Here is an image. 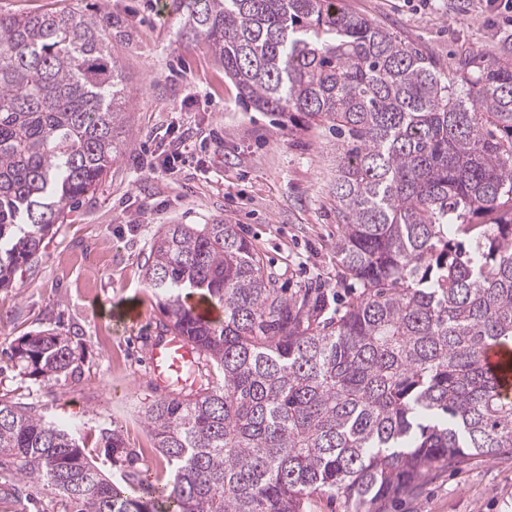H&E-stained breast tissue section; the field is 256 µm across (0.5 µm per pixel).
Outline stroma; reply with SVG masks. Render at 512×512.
Masks as SVG:
<instances>
[{
    "label": "stroma",
    "mask_w": 512,
    "mask_h": 512,
    "mask_svg": "<svg viewBox=\"0 0 512 512\" xmlns=\"http://www.w3.org/2000/svg\"><path fill=\"white\" fill-rule=\"evenodd\" d=\"M342 5L443 65L464 54L500 57L512 35V16L491 19L482 0ZM58 9L111 15L126 123L107 178L53 227L13 288L0 290V349L50 328L70 338L77 369L50 384L0 370V400L76 429L104 473L113 471L98 440L107 428L138 453L141 469L159 474L143 408L193 389L160 388L150 376L151 346L163 337V314L143 276L154 236L164 224L237 225L284 292L317 287L344 300L333 192L343 140L330 124L247 106L204 42L178 40L164 0H0L2 15ZM167 154L179 158L173 179L154 172ZM130 305L138 320L123 319ZM386 512H512V457L435 472L418 492L389 499Z\"/></svg>",
    "instance_id": "obj_1"
}]
</instances>
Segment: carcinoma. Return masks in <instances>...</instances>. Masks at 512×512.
I'll use <instances>...</instances> for the list:
<instances>
[{"instance_id": "carcinoma-1", "label": "carcinoma", "mask_w": 512, "mask_h": 512, "mask_svg": "<svg viewBox=\"0 0 512 512\" xmlns=\"http://www.w3.org/2000/svg\"><path fill=\"white\" fill-rule=\"evenodd\" d=\"M177 35L205 42L239 96L349 140L335 184L343 313L286 296L236 225L169 224L145 279L163 327L223 373L144 420L170 476L152 483L121 434L119 476L73 431L0 402V474L69 512H307L316 496L378 512L437 468L512 453V399L484 362L512 348V62L446 71L337 0H168ZM126 96L112 18L0 15V289L119 153ZM224 311L209 322L186 298ZM9 362L44 382L74 372L68 337L18 340Z\"/></svg>"}]
</instances>
